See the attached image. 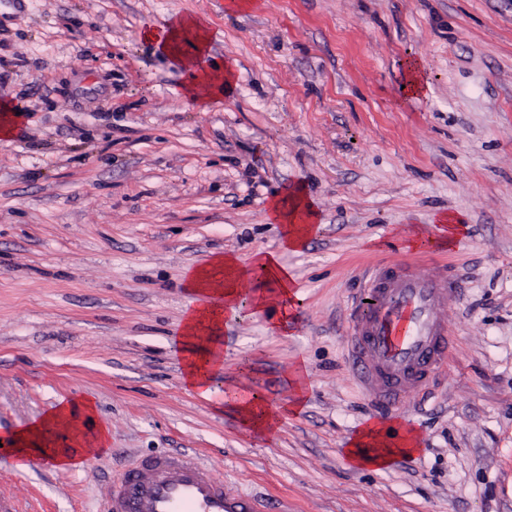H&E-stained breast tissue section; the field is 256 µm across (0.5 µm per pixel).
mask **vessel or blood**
<instances>
[{
    "label": "vessel or blood",
    "mask_w": 512,
    "mask_h": 512,
    "mask_svg": "<svg viewBox=\"0 0 512 512\" xmlns=\"http://www.w3.org/2000/svg\"><path fill=\"white\" fill-rule=\"evenodd\" d=\"M459 290L451 271L422 274L401 259L369 269L351 301V374L370 399L377 423L396 424L395 433L382 436L389 445L412 435V403L445 372L453 342L445 312ZM103 512H274V505L228 488L197 453L165 451L139 457L116 475Z\"/></svg>",
    "instance_id": "vessel-or-blood-1"
}]
</instances>
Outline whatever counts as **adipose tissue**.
<instances>
[{"mask_svg":"<svg viewBox=\"0 0 512 512\" xmlns=\"http://www.w3.org/2000/svg\"><path fill=\"white\" fill-rule=\"evenodd\" d=\"M149 38L161 54L189 72L184 93L201 111H208L213 104L232 95L234 81L230 66L210 57L211 34L206 19L174 14L160 32L150 33ZM290 201L287 209L281 202H273L271 212L273 220L284 226L285 245L295 250L305 246L308 236L314 232L318 212L303 188H294ZM250 278L273 282L277 287L275 296L256 295L244 299L240 285ZM185 286L198 296L199 303L185 316L178 337L183 382L187 390L207 398L212 394L215 378L223 370L217 338L225 319L240 317L247 307L253 314H260L273 300L280 305L282 315L273 323L272 330L287 332L294 298L292 278L273 253L257 255L246 267L239 266L235 257L221 254L205 265L188 269ZM291 383L290 399L277 406L234 388L225 391L224 402L245 429L257 436L270 437L280 417L298 413L304 406L305 385L301 374H294ZM93 411V402L88 398L62 403L42 418L18 428L12 438L18 460L31 459L37 453L47 454L46 435L52 426L78 428L80 416H91ZM377 441L374 431L364 428L346 450L349 460L360 467L378 468L398 456V449L378 447Z\"/></svg>","mask_w":512,"mask_h":512,"instance_id":"ef3b65f1","label":"adipose tissue"}]
</instances>
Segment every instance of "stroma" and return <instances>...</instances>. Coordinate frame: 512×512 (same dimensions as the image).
Wrapping results in <instances>:
<instances>
[{
	"label": "stroma",
	"mask_w": 512,
	"mask_h": 512,
	"mask_svg": "<svg viewBox=\"0 0 512 512\" xmlns=\"http://www.w3.org/2000/svg\"><path fill=\"white\" fill-rule=\"evenodd\" d=\"M0 0V441L61 402L91 398L102 457L56 473L0 463L25 512H100L135 455L194 448L234 490L288 512H512V0ZM204 17L236 87L209 111L143 33ZM426 98H405L407 61ZM297 185L318 230L298 251L270 222ZM466 231L437 256L403 238L441 215ZM271 252L300 299L226 321L211 398L171 353L195 296L187 268ZM414 256L463 277L448 370L409 417L419 448L354 466L370 417L345 356L364 272ZM303 410L273 439L225 410L227 386Z\"/></svg>",
	"instance_id": "stroma-1"
}]
</instances>
